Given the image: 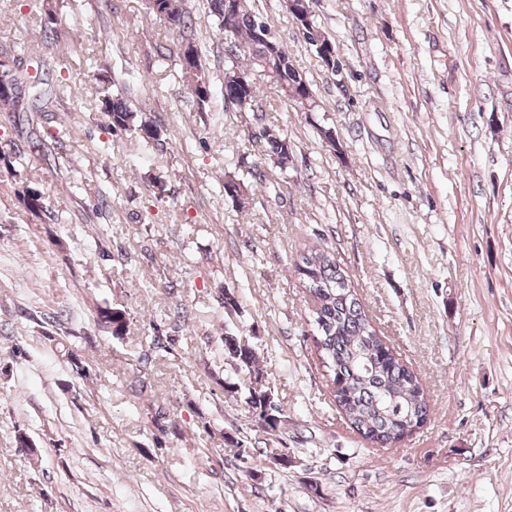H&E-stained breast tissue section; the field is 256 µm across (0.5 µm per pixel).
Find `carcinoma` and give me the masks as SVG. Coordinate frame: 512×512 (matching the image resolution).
Returning <instances> with one entry per match:
<instances>
[{"label":"carcinoma","instance_id":"cac0c4a2","mask_svg":"<svg viewBox=\"0 0 512 512\" xmlns=\"http://www.w3.org/2000/svg\"><path fill=\"white\" fill-rule=\"evenodd\" d=\"M146 11L164 23L171 43L163 46L160 56L172 58L190 78L194 102L205 111L212 97L202 59V48L192 34L193 20L183 8V0H144ZM208 16L224 40L223 98L244 104L242 111L259 114L254 73L269 78L286 100L302 104L300 98L315 103L309 84L294 68L288 50L271 33L268 24L249 10L247 0H237L228 8V0H205ZM33 18L42 19L46 42L54 41L58 30L52 13L44 9V0H29ZM28 47L21 44L0 47V112H40L42 92L26 95L16 64ZM102 111L108 127L114 131L136 134L145 144L161 141L162 130L153 120L128 104L121 94H105ZM265 142L270 160L282 169L291 162L288 141L277 130L265 128ZM296 269L310 294L317 299L314 311L317 326L315 345L329 373L331 396L351 427L362 437L392 446L427 422L429 404L424 389L408 367L395 357L389 345L376 333L366 318L351 288L347 275L329 253L311 248L299 253ZM112 334L123 332L124 314L106 308L99 313ZM224 352L236 373L248 377L243 388L234 383L224 391L243 398L249 411L265 418L269 405H276L277 420L267 422L262 432L268 434L282 424L283 409L263 383L257 353L243 337L224 336Z\"/></svg>","mask_w":512,"mask_h":512}]
</instances>
